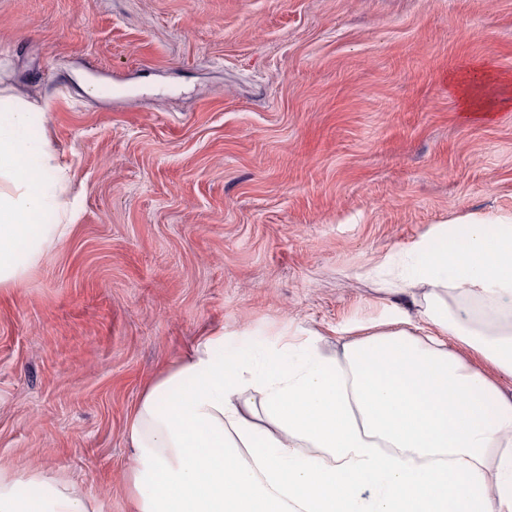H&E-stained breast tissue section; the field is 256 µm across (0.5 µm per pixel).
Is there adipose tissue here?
I'll return each mask as SVG.
<instances>
[{"label": "adipose tissue", "mask_w": 512, "mask_h": 512, "mask_svg": "<svg viewBox=\"0 0 512 512\" xmlns=\"http://www.w3.org/2000/svg\"><path fill=\"white\" fill-rule=\"evenodd\" d=\"M46 108L0 89L2 289L75 219L33 125ZM401 285L412 311L351 327L338 354L308 329L259 350L201 337L127 418L132 512H512V216L435 226ZM0 512L101 509L67 478L0 467Z\"/></svg>", "instance_id": "ef3b65f1"}]
</instances>
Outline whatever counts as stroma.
Listing matches in <instances>:
<instances>
[{
  "mask_svg": "<svg viewBox=\"0 0 512 512\" xmlns=\"http://www.w3.org/2000/svg\"><path fill=\"white\" fill-rule=\"evenodd\" d=\"M481 67L512 79V0H0L77 206L0 289V465L129 512L127 418L200 337L339 352L395 311L381 262L512 216V106L448 90Z\"/></svg>",
  "mask_w": 512,
  "mask_h": 512,
  "instance_id": "35a3bbf8",
  "label": "stroma"
}]
</instances>
